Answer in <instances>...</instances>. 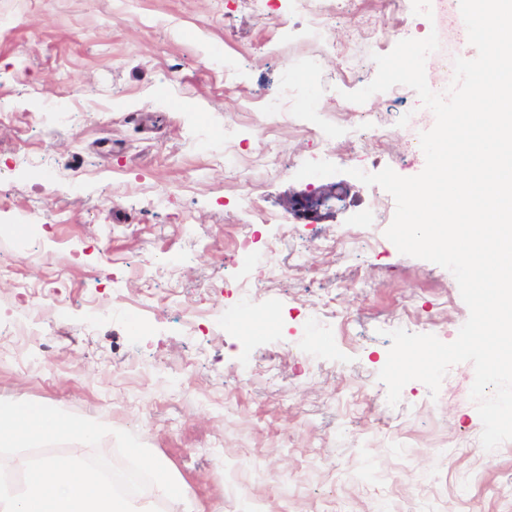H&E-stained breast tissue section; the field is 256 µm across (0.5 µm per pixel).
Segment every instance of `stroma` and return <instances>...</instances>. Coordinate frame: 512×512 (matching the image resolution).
<instances>
[{"mask_svg":"<svg viewBox=\"0 0 512 512\" xmlns=\"http://www.w3.org/2000/svg\"><path fill=\"white\" fill-rule=\"evenodd\" d=\"M446 7L314 0L320 34L294 0H0V400L135 433L208 512H512L471 363L387 402V331L449 343L469 310L349 174L423 170L412 88L344 95L448 41ZM316 160L338 173L296 179ZM344 196H346V190L341 185L331 186L328 190L325 188L313 189L294 197L291 201V210L297 217L317 223L323 216L321 208L331 198L341 201Z\"/></svg>","mask_w":512,"mask_h":512,"instance_id":"35a3bbf8","label":"stroma"}]
</instances>
